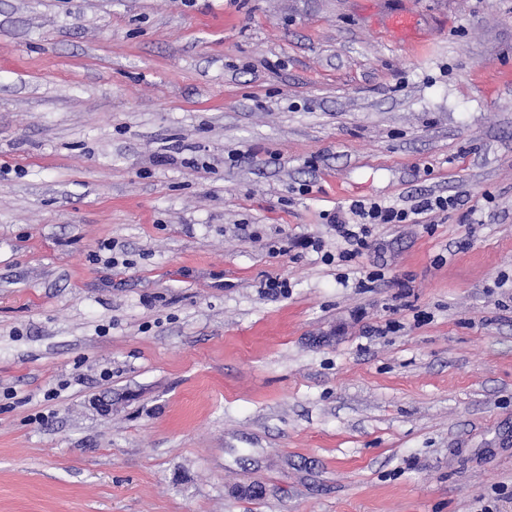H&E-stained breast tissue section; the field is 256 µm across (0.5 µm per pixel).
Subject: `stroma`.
I'll use <instances>...</instances> for the list:
<instances>
[{"label": "stroma", "instance_id": "1", "mask_svg": "<svg viewBox=\"0 0 512 512\" xmlns=\"http://www.w3.org/2000/svg\"><path fill=\"white\" fill-rule=\"evenodd\" d=\"M437 196L323 260L352 201ZM484 504L512 0H0V512Z\"/></svg>", "mask_w": 512, "mask_h": 512}]
</instances>
